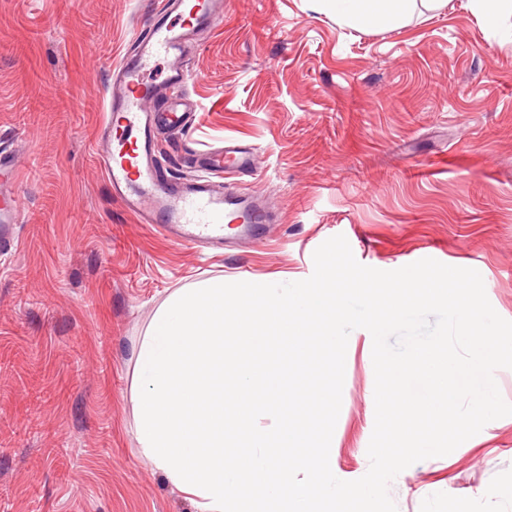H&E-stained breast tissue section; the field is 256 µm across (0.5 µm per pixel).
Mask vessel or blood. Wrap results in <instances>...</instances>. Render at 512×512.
<instances>
[{"instance_id": "b4317fda", "label": "vessel or blood", "mask_w": 512, "mask_h": 512, "mask_svg": "<svg viewBox=\"0 0 512 512\" xmlns=\"http://www.w3.org/2000/svg\"><path fill=\"white\" fill-rule=\"evenodd\" d=\"M178 21L151 23L134 53L113 67L103 97L100 136L93 154L113 199L139 221L161 228L177 245L223 248L229 236L255 237L262 231L263 209L251 202H229L216 181L252 166L249 152L229 145L198 153L200 174L178 184L162 176L155 141L158 126L191 125L184 50L201 29H213L224 15V0H166ZM168 62L161 85L144 75L157 59ZM20 213L13 193H0V249L13 247V226Z\"/></svg>"}]
</instances>
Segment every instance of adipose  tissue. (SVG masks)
<instances>
[{"label":"adipose tissue","mask_w":512,"mask_h":512,"mask_svg":"<svg viewBox=\"0 0 512 512\" xmlns=\"http://www.w3.org/2000/svg\"><path fill=\"white\" fill-rule=\"evenodd\" d=\"M319 9L334 13L355 28L396 26L410 19L418 8L441 9L446 0H314Z\"/></svg>","instance_id":"ef3b65f1"}]
</instances>
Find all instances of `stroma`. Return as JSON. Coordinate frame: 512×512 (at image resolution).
Segmentation results:
<instances>
[{
    "label": "stroma",
    "instance_id": "obj_1",
    "mask_svg": "<svg viewBox=\"0 0 512 512\" xmlns=\"http://www.w3.org/2000/svg\"><path fill=\"white\" fill-rule=\"evenodd\" d=\"M158 0H0V142L17 144L23 214L0 251V512H194L138 455L131 389L168 297L224 278H309L344 235L356 260L477 270L512 321V20L470 0L358 30L313 0H224L188 44L192 127L157 141L169 172L234 142L254 168L262 238L181 247L104 192L90 146L114 64ZM373 338H348L330 467L363 477L375 424ZM397 512H512V416L389 486Z\"/></svg>",
    "mask_w": 512,
    "mask_h": 512
}]
</instances>
